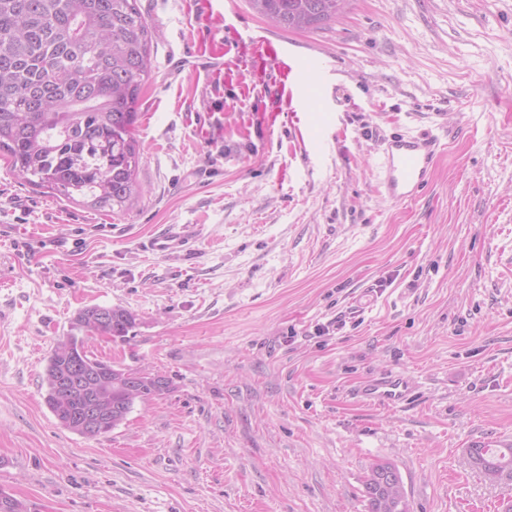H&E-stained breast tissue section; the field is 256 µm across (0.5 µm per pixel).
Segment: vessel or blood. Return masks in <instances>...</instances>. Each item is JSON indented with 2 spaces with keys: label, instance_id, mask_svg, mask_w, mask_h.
<instances>
[{
  "label": "vessel or blood",
  "instance_id": "vessel-or-blood-1",
  "mask_svg": "<svg viewBox=\"0 0 512 512\" xmlns=\"http://www.w3.org/2000/svg\"><path fill=\"white\" fill-rule=\"evenodd\" d=\"M275 62L282 81L297 87L303 84L308 74L322 73L325 61L318 56L299 62L296 57L268 48L266 55L254 57L255 73H264L268 62ZM439 144L437 140L415 136H397L386 141L382 150L381 187L384 194L396 202L415 198L428 182L432 173ZM194 239V230L186 224H172L152 236L146 247L158 255H171L189 250ZM413 389L407 376L400 372H388L369 377L355 384L349 391L361 404L395 409L407 405Z\"/></svg>",
  "mask_w": 512,
  "mask_h": 512
}]
</instances>
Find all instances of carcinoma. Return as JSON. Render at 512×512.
Wrapping results in <instances>:
<instances>
[{"label": "carcinoma", "instance_id": "cac0c4a2", "mask_svg": "<svg viewBox=\"0 0 512 512\" xmlns=\"http://www.w3.org/2000/svg\"><path fill=\"white\" fill-rule=\"evenodd\" d=\"M252 8L285 29L316 27L343 16L350 0H250ZM152 30L136 0H0V157L25 182L94 210L126 211L141 196V147L135 136L138 105L150 75ZM100 334L125 340L136 323L122 306ZM72 352L52 351L45 404L60 425L93 438L112 429L80 427L72 414L86 391L66 404L53 376L66 358L112 376V401L129 414L136 401L171 390L150 374L126 394V369L70 337ZM468 464L491 484L512 481V445L465 449ZM368 512H410L402 477L390 461L374 464L364 485Z\"/></svg>", "mask_w": 512, "mask_h": 512}]
</instances>
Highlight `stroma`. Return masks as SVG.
<instances>
[{"label": "stroma", "instance_id": "stroma-1", "mask_svg": "<svg viewBox=\"0 0 512 512\" xmlns=\"http://www.w3.org/2000/svg\"><path fill=\"white\" fill-rule=\"evenodd\" d=\"M137 4L138 204L97 212L0 159V489L31 512H368L385 458L411 512H502L512 483L464 450L512 443V0H351L310 29L249 0ZM269 46L322 55V97L254 76ZM396 132L441 143L401 203L379 187ZM170 224L191 253L145 248ZM93 305L137 324L89 350L174 388L87 438L44 377ZM386 370L408 406L349 396Z\"/></svg>", "mask_w": 512, "mask_h": 512}]
</instances>
